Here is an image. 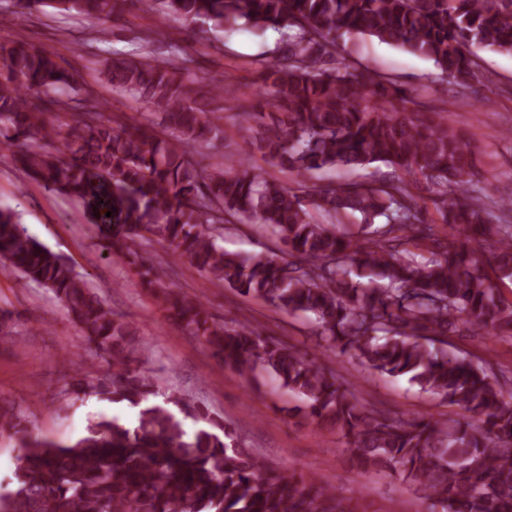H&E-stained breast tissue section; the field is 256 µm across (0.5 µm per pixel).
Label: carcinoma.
I'll return each mask as SVG.
<instances>
[{"mask_svg": "<svg viewBox=\"0 0 512 512\" xmlns=\"http://www.w3.org/2000/svg\"><path fill=\"white\" fill-rule=\"evenodd\" d=\"M0 22L40 11L76 15L106 42L122 5H146L210 30L245 25L280 31L281 58L266 65L259 104L235 116L261 128L255 148L280 171L392 168L377 184H327L298 193L250 160L205 162L203 143L224 139L212 112L191 104L196 81L168 56L114 54L98 69L101 86L160 111L176 137L152 124L104 116L93 91L44 47L18 41L0 55V147L19 170L57 194L85 203L113 256L139 263V249L165 243L173 256L274 308L302 314L315 335L364 368L409 376L420 390L467 419H394L362 403L326 361L272 336L252 319L223 320L182 297L160 265L139 283L162 300L169 319L243 377L269 374L304 403L308 417L348 440L365 470L404 476L442 512H512V374H499L448 348L462 327L512 335V224L482 200L475 152L448 124L409 110L396 81L338 59L347 39L375 38L432 60L449 85L470 86L476 50L512 55V0H11ZM69 115L62 123L58 112ZM442 188L433 200L456 238L435 235L420 218L419 182ZM111 216H106V212ZM332 222L321 224L313 212ZM360 216L361 233L335 221ZM261 224L281 254H233L224 225ZM368 271L375 280L359 281ZM0 272L53 294L112 372L71 378L66 392L120 405L131 421L89 415L82 435L55 441L33 434L21 416L0 430L25 438L16 488L0 512H359L360 505L317 478L271 473L241 447L237 431L194 400L165 396L143 370L146 354L63 256L27 234L0 208ZM163 401H158V398Z\"/></svg>", "mask_w": 512, "mask_h": 512, "instance_id": "1", "label": "carcinoma"}]
</instances>
